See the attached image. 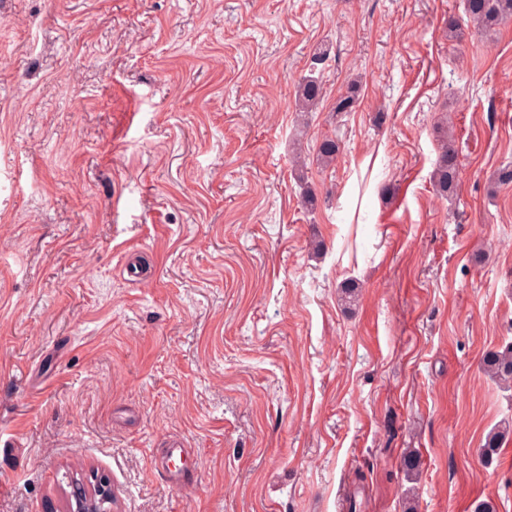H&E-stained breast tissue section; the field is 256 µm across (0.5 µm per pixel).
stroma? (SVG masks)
Here are the masks:
<instances>
[{
    "instance_id": "35a3bbf8",
    "label": "stroma",
    "mask_w": 512,
    "mask_h": 512,
    "mask_svg": "<svg viewBox=\"0 0 512 512\" xmlns=\"http://www.w3.org/2000/svg\"><path fill=\"white\" fill-rule=\"evenodd\" d=\"M510 160L462 0H0V512H512ZM297 92L301 108L306 112H310L316 107L318 100H320L321 87L314 77L308 75L304 76L298 83ZM441 149L439 164L433 178L440 190L447 193L460 180L461 171L452 144L443 143ZM486 362L492 376L505 381L512 379V346L503 352L489 354ZM72 487L65 512L112 511V483L104 474L92 470L88 477L76 479Z\"/></svg>"
}]
</instances>
